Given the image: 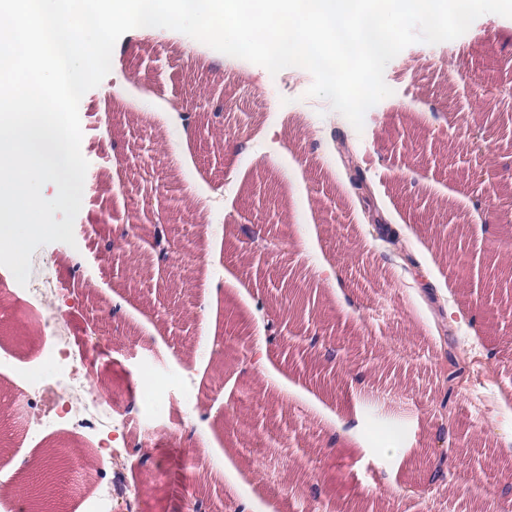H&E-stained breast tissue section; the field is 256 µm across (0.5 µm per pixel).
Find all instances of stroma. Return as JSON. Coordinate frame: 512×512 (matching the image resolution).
Returning a JSON list of instances; mask_svg holds the SVG:
<instances>
[{
	"mask_svg": "<svg viewBox=\"0 0 512 512\" xmlns=\"http://www.w3.org/2000/svg\"><path fill=\"white\" fill-rule=\"evenodd\" d=\"M186 40L144 31L117 78L83 95L89 167L75 243L40 246L31 258L32 278L55 290L72 348H85L121 394L114 413L126 424L119 446L129 466L116 468L109 441L65 419L27 436L15 422L22 383L0 372V457L21 461L0 482V512H22L18 486L61 448L69 458L92 452L98 473L78 485L69 459L61 463L41 491L63 512H88L95 495L119 494L132 478L136 512H184L189 489L203 483L183 469L194 438L174 428L197 407L184 377L210 381L226 315L261 331L287 312L288 284L310 300L289 312V335L318 327L343 350L328 363L318 347L297 360L276 346L265 368L224 375L200 424L221 473L213 512H238L251 478L262 491L254 512H306L292 490L313 484L329 512H493L470 488L486 477L512 487V222L498 220L512 208V115L495 117L473 153L470 129L482 114L462 89L472 76L496 99L512 86V18L485 14L455 40L406 47L384 70L391 96L367 110L355 144L349 124L316 128L301 110L310 80L286 85L296 105L278 111L245 94L276 83L267 69L231 56L215 64L205 45L185 57ZM171 102L198 122L167 114ZM244 141L250 151H230ZM356 168L360 201L348 180ZM160 217L174 245L164 279L120 236ZM380 226L397 231V246L366 247ZM326 264L338 284L316 277ZM34 305L15 278L0 287V356L50 377L40 360L49 331L15 318ZM463 350L481 377L466 368L446 383L449 354ZM359 372L381 399L371 421L350 387ZM443 406L459 441L442 460ZM440 462L455 484H418V471Z\"/></svg>",
	"mask_w": 512,
	"mask_h": 512,
	"instance_id": "1",
	"label": "stroma"
}]
</instances>
